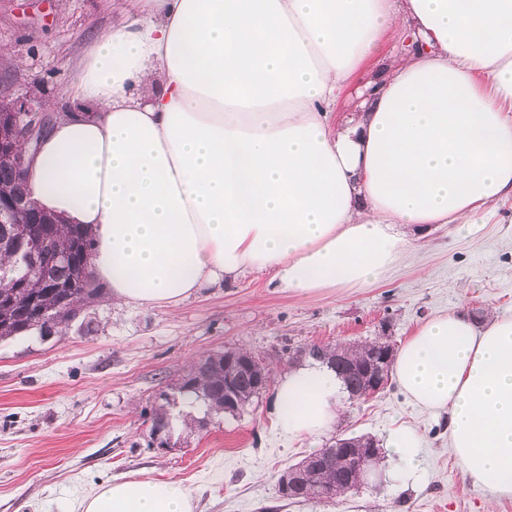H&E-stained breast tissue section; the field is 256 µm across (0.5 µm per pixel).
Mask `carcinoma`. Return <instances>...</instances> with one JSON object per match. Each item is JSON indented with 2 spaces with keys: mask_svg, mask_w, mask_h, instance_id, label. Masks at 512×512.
Instances as JSON below:
<instances>
[{
  "mask_svg": "<svg viewBox=\"0 0 512 512\" xmlns=\"http://www.w3.org/2000/svg\"><path fill=\"white\" fill-rule=\"evenodd\" d=\"M22 179L0 158V197L24 193ZM38 231L35 261L41 272L30 276L26 258L29 231ZM91 238L80 226H67L46 214H21L14 224H0V341L38 332L49 335L102 297L103 288L90 273ZM58 284H76V295L69 309L60 311ZM383 345L377 337L362 344L310 345L307 354L317 362L333 367L341 377L348 396L359 399L375 383L374 357ZM272 367L259 353L227 350L207 355L184 370L179 389L184 396L203 405L211 414L224 412L231 400L241 409L267 387ZM167 406L160 405L151 416L149 433L170 431ZM372 452L381 458L376 441L367 435L341 437L331 445L310 454L293 466L303 478L291 494L278 489L280 497L293 502L332 499L357 488L358 474L345 458L360 452Z\"/></svg>",
  "mask_w": 512,
  "mask_h": 512,
  "instance_id": "carcinoma-1",
  "label": "carcinoma"
}]
</instances>
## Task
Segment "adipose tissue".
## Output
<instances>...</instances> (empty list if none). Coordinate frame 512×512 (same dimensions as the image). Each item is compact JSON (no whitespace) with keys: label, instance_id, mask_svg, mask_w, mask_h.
Instances as JSON below:
<instances>
[{"label":"adipose tissue","instance_id":"adipose-tissue-1","mask_svg":"<svg viewBox=\"0 0 512 512\" xmlns=\"http://www.w3.org/2000/svg\"><path fill=\"white\" fill-rule=\"evenodd\" d=\"M403 51L331 115L383 37ZM71 104L30 154L29 193L93 235L115 301L169 307L248 271L292 295L363 288L406 227L467 224L512 195V0H140L87 52ZM394 376L448 414L465 473L512 499V320L434 318ZM342 385L277 381L278 431L329 430ZM81 512H193L176 482L126 477Z\"/></svg>","mask_w":512,"mask_h":512}]
</instances>
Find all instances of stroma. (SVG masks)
Instances as JSON below:
<instances>
[{
    "mask_svg": "<svg viewBox=\"0 0 512 512\" xmlns=\"http://www.w3.org/2000/svg\"><path fill=\"white\" fill-rule=\"evenodd\" d=\"M134 0H0V92L40 94L68 103L86 48ZM401 44L387 35L346 88L336 119L358 104L357 91ZM466 309L477 323L512 319V198L470 224H434L416 233L389 277L364 288L296 297L268 274L247 272L215 284L177 308L104 299L48 337L0 342V512H80L100 485L137 475L176 481L194 512H512L489 500L449 447L448 415L415 406L391 385L367 400L343 399L339 421L320 435L287 440L275 427L274 390L236 415H205L178 391L201 355L247 348L268 356L275 376L289 352L317 343L377 336L395 346L426 321ZM167 404L171 445H151V414ZM410 425L421 436L419 476L400 487L380 476L333 499L280 498L279 475L338 436L368 434L385 443Z\"/></svg>",
    "mask_w": 512,
    "mask_h": 512,
    "instance_id": "obj_1",
    "label": "stroma"
}]
</instances>
